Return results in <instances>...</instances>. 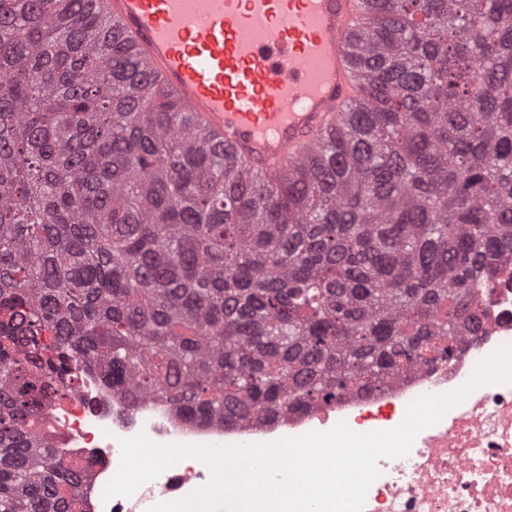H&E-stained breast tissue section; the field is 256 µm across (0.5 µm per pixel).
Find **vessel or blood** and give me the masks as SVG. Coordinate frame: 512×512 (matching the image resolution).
I'll return each instance as SVG.
<instances>
[{"label": "vessel or blood", "instance_id": "obj_1", "mask_svg": "<svg viewBox=\"0 0 512 512\" xmlns=\"http://www.w3.org/2000/svg\"><path fill=\"white\" fill-rule=\"evenodd\" d=\"M151 77L253 168L300 156L354 98L357 0H102Z\"/></svg>", "mask_w": 512, "mask_h": 512}]
</instances>
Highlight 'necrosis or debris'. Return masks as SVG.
<instances>
[{"mask_svg":"<svg viewBox=\"0 0 512 512\" xmlns=\"http://www.w3.org/2000/svg\"><path fill=\"white\" fill-rule=\"evenodd\" d=\"M478 295L481 327L459 337L450 360L417 364L386 386L356 391L323 407L248 426L196 423L157 397L131 404L97 371L83 367L71 395L44 408L43 430L67 460L92 462L83 484L85 512H150L160 501L202 487L210 472L198 460H183L132 496L104 499L120 464L121 440L143 434L162 445H244L324 432L341 421L360 434L392 429L414 399L459 389L480 360L512 345V264ZM378 467L381 474L367 491L363 512H512V384L479 386L423 429L406 456L381 458Z\"/></svg>","mask_w":512,"mask_h":512,"instance_id":"4bbe7bcc","label":"necrosis or debris"}]
</instances>
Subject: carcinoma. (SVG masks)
<instances>
[{"label":"carcinoma","instance_id":"1","mask_svg":"<svg viewBox=\"0 0 512 512\" xmlns=\"http://www.w3.org/2000/svg\"><path fill=\"white\" fill-rule=\"evenodd\" d=\"M95 0H0V512H77L39 432L75 365L190 421L375 389L478 332L512 261V0H361L356 97L231 157Z\"/></svg>","mask_w":512,"mask_h":512}]
</instances>
